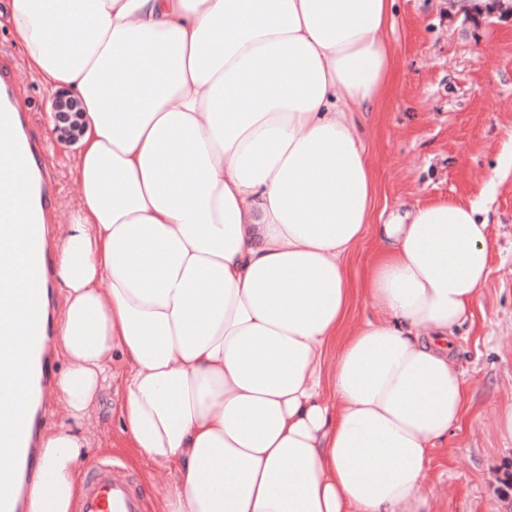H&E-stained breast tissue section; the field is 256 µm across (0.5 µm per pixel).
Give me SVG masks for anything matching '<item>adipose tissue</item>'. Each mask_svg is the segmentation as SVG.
<instances>
[{
  "label": "adipose tissue",
  "mask_w": 512,
  "mask_h": 512,
  "mask_svg": "<svg viewBox=\"0 0 512 512\" xmlns=\"http://www.w3.org/2000/svg\"><path fill=\"white\" fill-rule=\"evenodd\" d=\"M393 5L10 0L29 69L82 109L57 261L73 423L44 442L32 512H70L73 424L116 352L124 433L178 466L160 512H432L488 221L448 200L374 221L362 132L396 84Z\"/></svg>",
  "instance_id": "adipose-tissue-1"
}]
</instances>
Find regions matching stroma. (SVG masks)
Instances as JSON below:
<instances>
[{
  "mask_svg": "<svg viewBox=\"0 0 512 512\" xmlns=\"http://www.w3.org/2000/svg\"><path fill=\"white\" fill-rule=\"evenodd\" d=\"M395 0L386 39L395 47L398 82L365 123L376 173L377 208L401 214L433 200L477 203L486 210L489 274L467 321L452 340L463 374L467 412L460 429L435 449L425 491L434 512H512L502 481L512 476V441L499 417L512 405V13H489L492 0ZM19 101L56 191L51 213H71L80 188L69 173L72 146L54 141L38 80L26 77ZM494 186H487L488 176ZM124 364L80 424L88 447L78 467L116 458L140 479L149 504L177 480L175 465L134 455L122 430Z\"/></svg>",
  "mask_w": 512,
  "mask_h": 512,
  "instance_id": "obj_1",
  "label": "stroma"
}]
</instances>
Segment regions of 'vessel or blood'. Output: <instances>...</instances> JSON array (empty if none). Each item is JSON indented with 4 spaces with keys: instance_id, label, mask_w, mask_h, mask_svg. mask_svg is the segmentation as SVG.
<instances>
[{
    "instance_id": "1",
    "label": "vessel or blood",
    "mask_w": 512,
    "mask_h": 512,
    "mask_svg": "<svg viewBox=\"0 0 512 512\" xmlns=\"http://www.w3.org/2000/svg\"><path fill=\"white\" fill-rule=\"evenodd\" d=\"M0 106L6 110L20 149L32 174L33 196L39 197L34 206L35 262L39 298L48 295L50 215L45 206L53 185L40 162V152L26 114L17 94V76L5 64H0ZM52 321L46 311H39L37 335L32 353V396L26 414L16 467L15 480L7 512H30L33 496L42 493L48 479L47 467L38 448L43 413L55 390L52 385L53 365L48 351ZM144 494L126 467L118 461L104 459L91 466L83 480V490L73 506V512H147Z\"/></svg>"
}]
</instances>
